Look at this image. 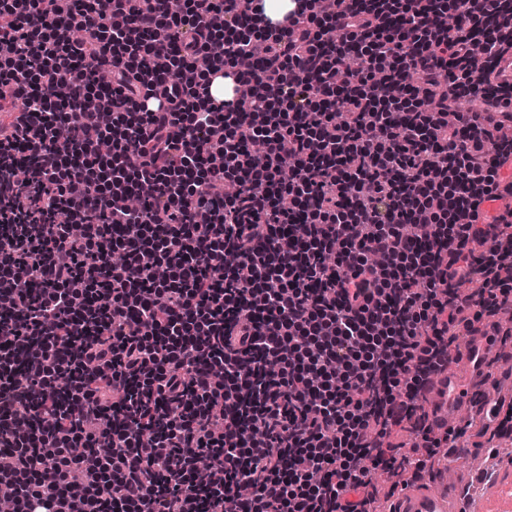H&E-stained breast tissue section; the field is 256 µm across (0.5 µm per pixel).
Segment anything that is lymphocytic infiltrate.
Masks as SVG:
<instances>
[{"mask_svg": "<svg viewBox=\"0 0 512 512\" xmlns=\"http://www.w3.org/2000/svg\"><path fill=\"white\" fill-rule=\"evenodd\" d=\"M164 2L0 0V501L388 512L512 343V7ZM486 330L484 324L474 323L459 351L456 370L448 369L432 378V387L426 395L427 403L430 411L434 412L436 425L442 429L468 413L469 407L477 408L472 393L474 389L484 387V361L486 356H490ZM463 390L468 392L466 396H461Z\"/></svg>", "mask_w": 512, "mask_h": 512, "instance_id": "obj_1", "label": "lymphocytic infiltrate"}]
</instances>
